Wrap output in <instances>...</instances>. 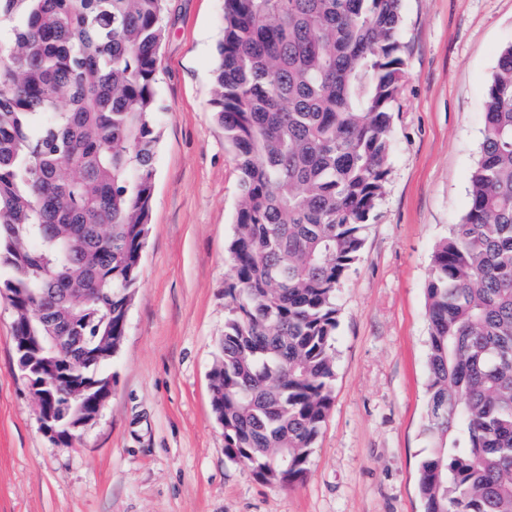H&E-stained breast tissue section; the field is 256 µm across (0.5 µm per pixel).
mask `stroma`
<instances>
[{
    "instance_id": "35a3bbf8",
    "label": "stroma",
    "mask_w": 512,
    "mask_h": 512,
    "mask_svg": "<svg viewBox=\"0 0 512 512\" xmlns=\"http://www.w3.org/2000/svg\"><path fill=\"white\" fill-rule=\"evenodd\" d=\"M151 223L112 396L69 445L42 432L0 296V512H421L425 288L469 203L512 0H401L405 84L383 193L336 293L333 403L297 484L224 454L209 374L224 334L236 152L211 112L222 0H166Z\"/></svg>"
}]
</instances>
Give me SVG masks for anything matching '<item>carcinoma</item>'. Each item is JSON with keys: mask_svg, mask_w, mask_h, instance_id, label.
Instances as JSON below:
<instances>
[{"mask_svg": "<svg viewBox=\"0 0 512 512\" xmlns=\"http://www.w3.org/2000/svg\"><path fill=\"white\" fill-rule=\"evenodd\" d=\"M401 0H224L212 107L239 161L212 405L224 454L271 485L308 473L332 404L336 291L382 194L404 86ZM165 0H0V289L49 388L107 378L140 276ZM62 305L83 346L50 350ZM423 512H512V44L487 88L462 221L426 286ZM288 455V468L280 464Z\"/></svg>", "mask_w": 512, "mask_h": 512, "instance_id": "carcinoma-1", "label": "carcinoma"}]
</instances>
